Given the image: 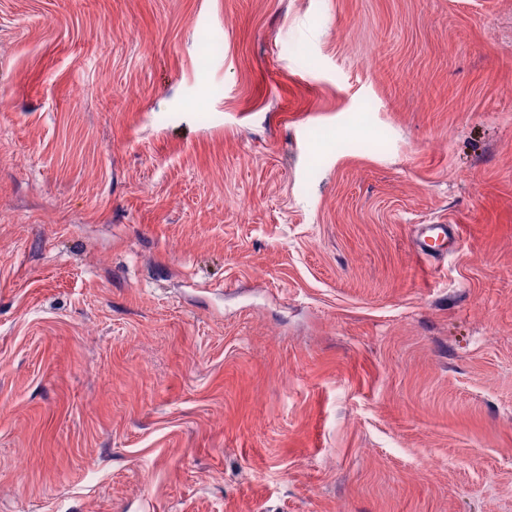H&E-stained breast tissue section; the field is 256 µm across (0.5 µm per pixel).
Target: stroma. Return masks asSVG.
Listing matches in <instances>:
<instances>
[{"instance_id": "obj_1", "label": "stroma", "mask_w": 512, "mask_h": 512, "mask_svg": "<svg viewBox=\"0 0 512 512\" xmlns=\"http://www.w3.org/2000/svg\"><path fill=\"white\" fill-rule=\"evenodd\" d=\"M0 512H512V0H0ZM458 239L453 224H420L415 236V250L422 259L446 257L455 251Z\"/></svg>"}]
</instances>
